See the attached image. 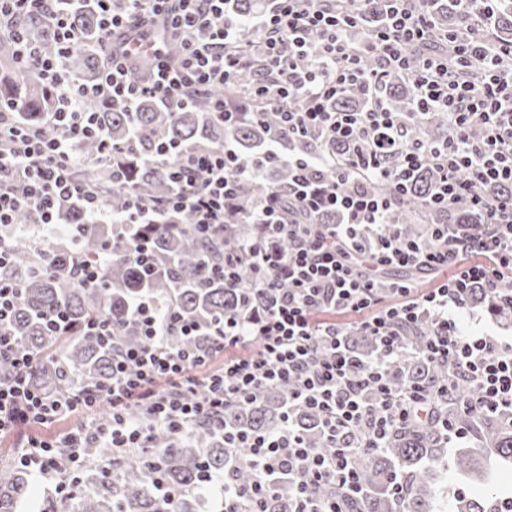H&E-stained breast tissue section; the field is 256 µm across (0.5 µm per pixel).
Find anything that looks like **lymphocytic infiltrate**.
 <instances>
[{"instance_id":"1","label":"lymphocytic infiltrate","mask_w":512,"mask_h":512,"mask_svg":"<svg viewBox=\"0 0 512 512\" xmlns=\"http://www.w3.org/2000/svg\"><path fill=\"white\" fill-rule=\"evenodd\" d=\"M99 18L96 46L104 66L96 82L73 77L65 60L83 38L70 22L71 0H0V38L13 47L19 70L34 71L50 105L37 124L22 119L15 105L0 103V264L12 253L3 234L15 216L28 210L23 235L45 239L60 222L61 207L81 201L85 223L71 225L68 246L55 258L57 269L84 286L97 285L102 268L84 260L88 226L157 224L166 216L210 232L223 224L225 211L239 209L237 183L261 175L267 162L287 161L293 171L287 193L270 190L244 210L256 234L225 254L219 272L226 286H237L242 271L252 276L253 307L213 326L202 344L172 348L170 336H192L194 323L164 311L154 297L142 296L133 315L139 343L126 342L118 328L92 318L86 334L112 350V376L104 383H78L52 396L31 383L33 357L10 329L21 286L0 282V360L12 366L0 376V438H12L15 460L67 495L80 479L91 448L120 452L144 448L152 428L188 437L209 425L222 429L228 448L249 449L254 477L239 489L226 477L206 476L217 491L223 512H266L278 478L293 482L292 512H342L339 502L317 498L314 487L336 481L350 488L358 480L353 466L357 449L383 447L398 426L431 414L434 397L449 385L413 384L399 389L390 369L405 358L446 367L452 384L469 392L468 406L512 411V341L466 330L462 317L472 288L496 295L504 271L512 270V194L493 195L512 183V42L495 43L478 32L455 39V65L438 56L418 57L434 23L431 0H352V10L336 0H271L255 22L260 41L242 48L246 20L232 15L227 0H95ZM45 20L54 52H46L32 19ZM367 32V48L378 61L366 69L353 31ZM180 46L169 55L166 42ZM313 56L307 69L299 58ZM146 63L143 80L130 76ZM256 71L243 99L261 98L278 106L280 129L294 139L318 136L351 147L346 159L330 156L281 158L269 148L266 160L244 158L232 141L217 146L157 149L154 158L178 187L164 207L131 199L113 218L96 187L80 180L75 169L79 143L92 140L101 161L114 146L98 120L101 112H135L141 100L154 99L178 112L194 97L213 94L211 114L230 126L242 109L216 92L229 88L242 70ZM405 70L420 112L448 115V133L436 145L417 138L410 126L385 108L376 92L388 70ZM479 71V84L460 77ZM345 94L366 98L362 111L339 110ZM437 167L432 202L448 209L466 200L484 224H434L437 245L423 248L401 225L390 223L394 205L407 192L414 173L427 161ZM391 185L388 193L369 191L372 182ZM305 214L334 212L337 224L296 221L287 202ZM287 237L280 250L277 237ZM424 267L445 272L436 287L380 282L387 267ZM431 327L424 339L409 343L406 327L423 319ZM373 338L378 359L357 363L348 346L351 333ZM289 383L292 400L280 429L242 431L224 426L226 409L253 403L262 389ZM108 409V424L97 422ZM299 408L316 412L331 443L323 454L307 446L292 416ZM141 409L145 419L133 417Z\"/></svg>"}]
</instances>
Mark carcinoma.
<instances>
[{
    "instance_id": "1",
    "label": "carcinoma",
    "mask_w": 512,
    "mask_h": 512,
    "mask_svg": "<svg viewBox=\"0 0 512 512\" xmlns=\"http://www.w3.org/2000/svg\"><path fill=\"white\" fill-rule=\"evenodd\" d=\"M456 0H433V15L440 31L458 32L460 10ZM230 9L241 17L263 12L262 0H233ZM71 21L86 34L98 31L96 12L89 0H79L71 12ZM492 38L512 41V3L496 5ZM0 100H14L23 107L29 123L38 121L45 104V90L33 77L12 75V50L0 40ZM66 65L83 71L85 79L97 78L101 64L97 57L75 48ZM392 112L414 111V88L407 76L392 70L378 89ZM211 96L195 98L182 112H169L152 99L142 101L134 114L120 110L100 113L112 144L122 151L112 156L110 171L95 169L89 160L99 156L98 144L87 141L78 148L88 164L79 170L85 181L96 185L107 209L114 215L123 213L133 197L161 203L173 192L164 172L155 164L154 138L184 146H216L228 138L247 150L264 147L279 133L278 109L258 104L260 112H245L240 121L225 128L209 117ZM448 131V116L432 111L418 121L417 133L424 141L441 140ZM285 153L319 157L325 153L343 156V150L321 138L290 141L280 139ZM288 165L273 163L260 177L245 175L240 179L242 203L260 200L268 190L287 192ZM437 185L435 168L423 165L408 184L404 200L391 212V220L403 225L404 231L425 246L435 241L428 235L430 224H481L483 219L464 200L446 211L430 205ZM236 214L226 218L224 231L203 236L191 224H151L154 272L143 275L127 254L126 240L114 239L101 225L90 228L84 237V255L103 267L99 287H82L65 271L44 273L38 268L54 253L63 235L36 247L23 236L11 239L13 262L0 267V280L19 281L23 285L11 329L20 344L36 354L32 376L47 394H53L77 379L103 382L112 376V350L81 331L93 316L116 325L129 343L140 341L139 331L131 321L134 301L150 294L168 301L178 316L197 323L202 332L213 324L242 310L251 294L252 278L242 271L241 282L233 290L214 269L224 263V255L235 251L239 243L255 233L254 226L240 223ZM66 312L72 330L55 336L48 321L58 311ZM349 344L359 363L378 356L374 341L368 336H351ZM399 388L411 382H443L448 371L419 359L391 372ZM293 386L269 388L252 404L236 406L224 414L227 422L242 430L275 431L281 424ZM294 421L311 447L330 453L320 435L319 418L308 409L297 410ZM461 425L472 447L453 452L447 448L444 426ZM494 457L512 464V414L508 412L467 411L462 390L448 386V400L437 402L434 414L394 432L385 447L362 451L355 459L360 492H344L335 482L315 487L321 499H340L344 512H506L500 489L486 486L469 496L448 498V482L458 475L480 479L487 459ZM229 470L234 484L245 489L253 479L252 458L246 448H226L220 432L206 429L204 437L178 438L163 429L151 432L149 447L137 448L119 458L106 448H91L81 481L70 500L47 503L48 512H200L201 499L196 486L207 472ZM291 483L280 478L274 491L271 512H289ZM31 494L28 472L0 456V512H19Z\"/></svg>"
}]
</instances>
